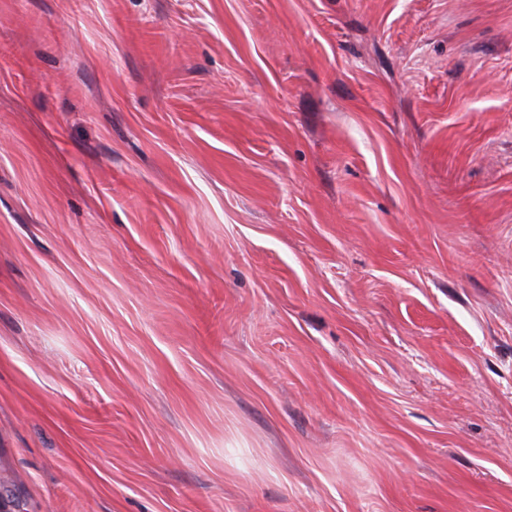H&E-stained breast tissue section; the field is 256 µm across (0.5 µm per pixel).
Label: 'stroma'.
Segmentation results:
<instances>
[{
    "label": "stroma",
    "instance_id": "stroma-1",
    "mask_svg": "<svg viewBox=\"0 0 512 512\" xmlns=\"http://www.w3.org/2000/svg\"><path fill=\"white\" fill-rule=\"evenodd\" d=\"M10 512H512V0H0Z\"/></svg>",
    "mask_w": 512,
    "mask_h": 512
}]
</instances>
